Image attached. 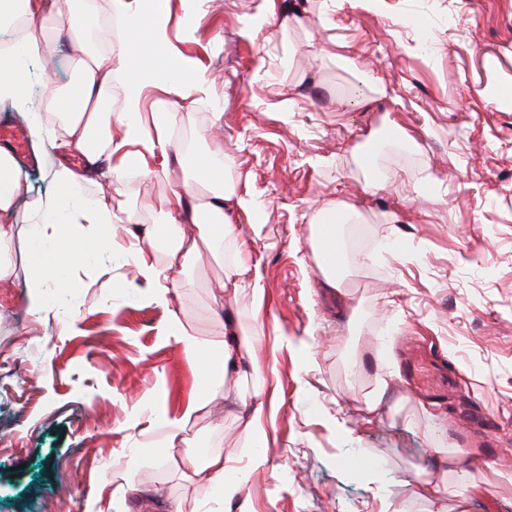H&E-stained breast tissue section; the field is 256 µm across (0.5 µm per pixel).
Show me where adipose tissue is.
I'll use <instances>...</instances> for the list:
<instances>
[{
	"label": "adipose tissue",
	"instance_id": "adipose-tissue-1",
	"mask_svg": "<svg viewBox=\"0 0 512 512\" xmlns=\"http://www.w3.org/2000/svg\"><path fill=\"white\" fill-rule=\"evenodd\" d=\"M77 33L72 59L74 79L60 87L44 80L41 107L32 105V83L26 67L16 56L51 64L62 30ZM169 19L160 0H109V20L101 22L89 0H0V104L24 119L34 143L45 146L49 161L45 174L51 193L32 195L27 175L8 149L0 148V286L17 276L12 259L15 216L29 226L32 252L25 275L31 309L48 319L42 288L50 283L51 269L64 270L76 262L107 252L132 255L141 278L154 300L166 301L179 282L173 272L201 248H228L230 258L224 275L233 287L251 286L252 265L244 254V242L232 219L234 209H247L250 201L224 176L215 153L194 155L189 175L181 188L164 201L143 193L139 209L155 212L170 225L165 245L166 263L156 258L153 229H132L124 243L107 241L105 231L113 224L112 206L105 187H121L127 172L137 169L147 180L159 178L155 161L166 160L174 145V114L183 103H196L207 92L205 80L191 59L168 51ZM166 66L170 98L155 101L145 112V92L159 66ZM122 90V106L112 107L114 88ZM79 153L83 166L69 158ZM110 159L100 168L101 159ZM24 209H17V200ZM331 203L314 213L311 246L321 287L341 291L344 279L336 273V213ZM197 225L186 234L182 225ZM214 320L224 325V344L216 348L196 336L180 317H172L169 334L197 365L196 396L168 421L167 447H175L187 425L216 398L229 397L224 386L229 367L248 360L257 380L255 396L274 401L257 355L242 353L239 329L225 320L221 297L211 299ZM232 460L213 449L193 476L199 477L226 499L242 489V478L233 476Z\"/></svg>",
	"mask_w": 512,
	"mask_h": 512
}]
</instances>
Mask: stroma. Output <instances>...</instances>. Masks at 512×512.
<instances>
[{"label": "stroma", "instance_id": "35a3bbf8", "mask_svg": "<svg viewBox=\"0 0 512 512\" xmlns=\"http://www.w3.org/2000/svg\"><path fill=\"white\" fill-rule=\"evenodd\" d=\"M171 50L210 82L175 115L174 141L220 146L224 174L252 201L237 225L257 284L226 290L224 311L269 331L256 345L274 409L270 460L226 501L182 477L179 461L213 448L247 465L237 405H211L166 451V419L198 377L166 334L179 315L202 339L225 258L202 252L180 289L151 301L133 261L111 278L75 265V295L45 334L22 285L0 289V512H427L414 494L440 448L463 454L447 475V512H501L512 501V0H164ZM368 71L385 97L352 105ZM373 150V165L356 154ZM182 170L127 178L109 233L124 240L144 189L179 188ZM383 191L365 197L368 182ZM365 202L364 265L345 294L320 288L308 221L328 203ZM448 362L457 386L434 396L401 377L408 359ZM390 387L358 411L375 377ZM495 424L480 432V416ZM479 484L457 498L462 480Z\"/></svg>", "mask_w": 512, "mask_h": 512}]
</instances>
